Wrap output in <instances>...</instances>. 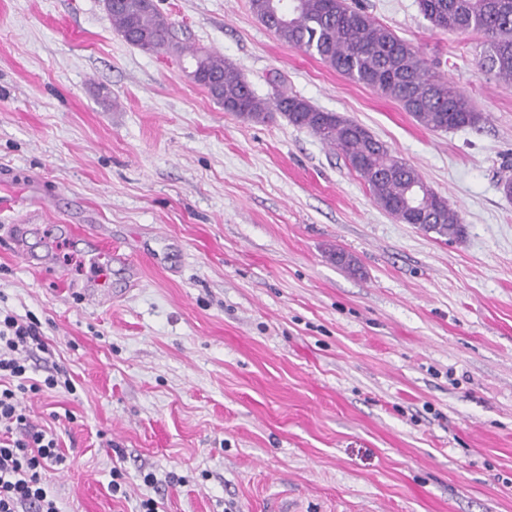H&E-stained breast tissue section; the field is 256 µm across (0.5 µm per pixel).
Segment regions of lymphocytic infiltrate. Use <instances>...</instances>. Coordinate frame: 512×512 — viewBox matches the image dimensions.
Segmentation results:
<instances>
[{
	"label": "lymphocytic infiltrate",
	"instance_id": "lymphocytic-infiltrate-1",
	"mask_svg": "<svg viewBox=\"0 0 512 512\" xmlns=\"http://www.w3.org/2000/svg\"><path fill=\"white\" fill-rule=\"evenodd\" d=\"M48 345L34 318H0V512H61L48 471L65 461L54 434L32 427L21 408L27 358ZM20 438H13V431Z\"/></svg>",
	"mask_w": 512,
	"mask_h": 512
}]
</instances>
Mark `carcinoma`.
Masks as SVG:
<instances>
[{
	"label": "carcinoma",
	"mask_w": 512,
	"mask_h": 512,
	"mask_svg": "<svg viewBox=\"0 0 512 512\" xmlns=\"http://www.w3.org/2000/svg\"><path fill=\"white\" fill-rule=\"evenodd\" d=\"M418 4L437 29L482 33L480 66L512 81V0H418ZM250 9L280 41L398 102L431 131L473 128L484 120L464 91L432 74L410 44L347 0H250ZM107 16L118 34L143 52L178 48L173 23L149 0H124ZM190 56L192 68L200 73L199 85L224 111L254 123L280 113L288 123L309 129L339 151L376 205L399 223L416 224L441 237L464 235L460 213L363 125L319 110L298 95L277 92L261 98L224 57L201 49L191 50Z\"/></svg>",
	"instance_id": "carcinoma-1"
}]
</instances>
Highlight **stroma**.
<instances>
[{
    "label": "stroma",
    "instance_id": "stroma-1",
    "mask_svg": "<svg viewBox=\"0 0 512 512\" xmlns=\"http://www.w3.org/2000/svg\"><path fill=\"white\" fill-rule=\"evenodd\" d=\"M470 97L480 127L431 131L279 41L249 0H156L187 54L146 53L104 0H0V309L37 319L30 424L66 457L61 512H512V83L481 33L418 0H355ZM232 61L259 97L297 94L365 125L456 207L448 239L374 203L336 150L281 116L246 122L186 72ZM37 224L29 245L2 240ZM66 224H107L134 257L110 303ZM352 254L353 274L336 249ZM120 469L124 497L109 483ZM153 484H145V475ZM15 247L14 249L21 255V257L28 263L33 265H42L46 263L45 259L41 256L34 257L29 253V246L27 245V238L37 231L36 224H13ZM33 261H36L34 263Z\"/></svg>",
    "mask_w": 512,
    "mask_h": 512
}]
</instances>
